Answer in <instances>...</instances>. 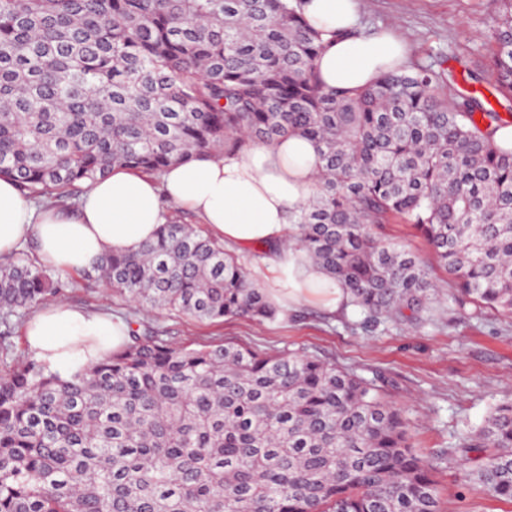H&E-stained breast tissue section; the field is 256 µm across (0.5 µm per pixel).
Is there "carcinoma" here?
I'll return each instance as SVG.
<instances>
[{"label": "carcinoma", "mask_w": 512, "mask_h": 512, "mask_svg": "<svg viewBox=\"0 0 512 512\" xmlns=\"http://www.w3.org/2000/svg\"><path fill=\"white\" fill-rule=\"evenodd\" d=\"M483 45L512 99V0ZM300 0H0V176L70 208L115 166L159 177L301 133L319 144L296 246L363 328L429 319L411 225L455 302L512 316V151L505 119L416 62L357 92L323 87V32ZM139 309L263 321L277 307L224 242L178 220L77 272ZM71 284L22 249L0 256V512H441L434 466L383 387L307 353L173 345L138 320L70 379L13 355L27 312ZM512 503V400L454 449Z\"/></svg>", "instance_id": "cac0c4a2"}]
</instances>
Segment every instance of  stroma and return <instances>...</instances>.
Returning <instances> with one entry per match:
<instances>
[{"mask_svg": "<svg viewBox=\"0 0 512 512\" xmlns=\"http://www.w3.org/2000/svg\"><path fill=\"white\" fill-rule=\"evenodd\" d=\"M490 10L488 0H358V23L365 33L394 30L412 60L453 75L459 94L476 90L482 101L499 104L481 48L490 34ZM381 236L414 251L440 288L431 321L387 323L366 332L358 326L359 314L333 313L311 299L262 324L234 318L200 322L160 311L143 322L177 345L236 340L260 354L306 351L377 380L401 408L413 448L437 463L442 512H512L511 503L473 484L467 463L454 454L492 407L512 399V318L471 305L459 309L454 278L410 225H384ZM64 301L117 314L130 308L108 288L92 289L79 279Z\"/></svg>", "mask_w": 512, "mask_h": 512, "instance_id": "35a3bbf8", "label": "stroma"}]
</instances>
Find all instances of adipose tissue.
I'll return each mask as SVG.
<instances>
[{
    "label": "adipose tissue",
    "mask_w": 512,
    "mask_h": 512,
    "mask_svg": "<svg viewBox=\"0 0 512 512\" xmlns=\"http://www.w3.org/2000/svg\"><path fill=\"white\" fill-rule=\"evenodd\" d=\"M356 2L302 0L307 23L326 33L316 61L325 87L360 90L407 64V45L395 32L351 36ZM322 166L318 145L294 133L229 158L178 163L158 178L113 168L67 212L37 204L13 179L0 177V254L30 240L41 264L71 274L106 253L137 251L176 207L193 213L225 245L268 247L274 300L294 306L315 297L337 311L347 301L342 288L288 239V217L312 195ZM128 330L119 317L48 301L27 322L24 336L49 371L67 378L124 345Z\"/></svg>",
    "instance_id": "ef3b65f1"
}]
</instances>
